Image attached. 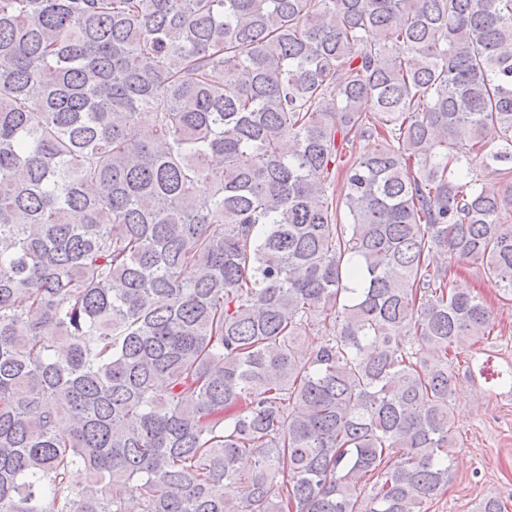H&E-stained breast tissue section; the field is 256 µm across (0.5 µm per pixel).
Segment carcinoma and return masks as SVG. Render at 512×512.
I'll return each mask as SVG.
<instances>
[{"mask_svg": "<svg viewBox=\"0 0 512 512\" xmlns=\"http://www.w3.org/2000/svg\"><path fill=\"white\" fill-rule=\"evenodd\" d=\"M460 261L512 298V0H0V512H423Z\"/></svg>", "mask_w": 512, "mask_h": 512, "instance_id": "cac0c4a2", "label": "carcinoma"}]
</instances>
